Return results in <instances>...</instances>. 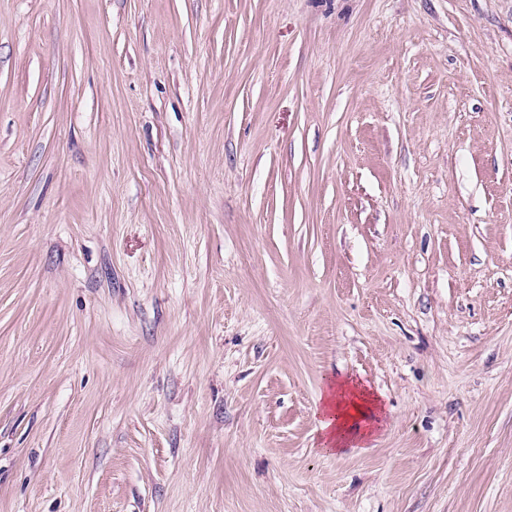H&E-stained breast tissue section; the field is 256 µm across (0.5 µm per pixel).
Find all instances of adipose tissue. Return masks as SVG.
<instances>
[{
	"mask_svg": "<svg viewBox=\"0 0 512 512\" xmlns=\"http://www.w3.org/2000/svg\"><path fill=\"white\" fill-rule=\"evenodd\" d=\"M378 408L377 397L367 387L350 380L337 382L321 409L323 449L338 452L369 436Z\"/></svg>",
	"mask_w": 512,
	"mask_h": 512,
	"instance_id": "adipose-tissue-1",
	"label": "adipose tissue"
}]
</instances>
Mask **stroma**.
<instances>
[{"label": "stroma", "instance_id": "1", "mask_svg": "<svg viewBox=\"0 0 512 512\" xmlns=\"http://www.w3.org/2000/svg\"><path fill=\"white\" fill-rule=\"evenodd\" d=\"M0 512H512V0H0ZM330 389L319 412L322 448L338 452L356 446L358 440L371 434L372 425L361 427L360 422L372 423L377 419L379 399L360 382L336 381Z\"/></svg>", "mask_w": 512, "mask_h": 512}]
</instances>
